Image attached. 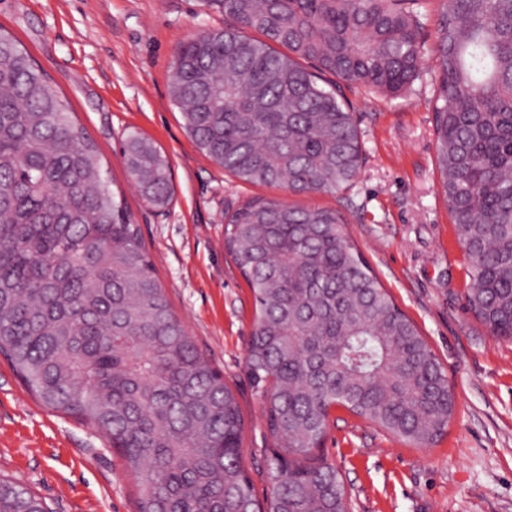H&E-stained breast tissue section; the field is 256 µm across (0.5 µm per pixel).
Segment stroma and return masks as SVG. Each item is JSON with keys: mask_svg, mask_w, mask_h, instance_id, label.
<instances>
[{"mask_svg": "<svg viewBox=\"0 0 512 512\" xmlns=\"http://www.w3.org/2000/svg\"><path fill=\"white\" fill-rule=\"evenodd\" d=\"M423 65L402 96L346 89L361 129L356 184L300 194L225 173L192 143L169 95L176 47L224 25L203 0H0V29L27 49L95 143L175 314L224 376L244 417L241 460L258 500L270 496L271 438L245 369L253 294L224 250V216L273 197L340 210L343 230L438 357L455 394L435 445L400 441L345 409L333 410L322 452L341 474L351 512H512V340L492 336L467 309L468 261L436 166L433 95L437 0H418ZM155 141L171 167L169 206H148L129 182L121 138ZM0 476L50 512H138L131 471L96 428L32 394L0 357Z\"/></svg>", "mask_w": 512, "mask_h": 512, "instance_id": "35a3bbf8", "label": "stroma"}]
</instances>
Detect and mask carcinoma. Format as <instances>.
I'll return each mask as SVG.
<instances>
[{
  "instance_id": "obj_1",
  "label": "carcinoma",
  "mask_w": 512,
  "mask_h": 512,
  "mask_svg": "<svg viewBox=\"0 0 512 512\" xmlns=\"http://www.w3.org/2000/svg\"><path fill=\"white\" fill-rule=\"evenodd\" d=\"M205 2L224 28L182 43L170 81L194 144L246 182L349 188L363 150L343 89L395 98L418 78L412 0ZM439 2L435 149L467 308L512 340V0ZM122 154L143 199L167 206L161 149L134 131ZM343 223L266 197L226 217L225 248L254 297L247 373L273 440L263 505L234 393L173 312L69 101L0 31V356L122 454L138 512H348L318 454L336 407L424 447L447 433L455 397L441 364ZM0 512L48 509L0 478Z\"/></svg>"
}]
</instances>
